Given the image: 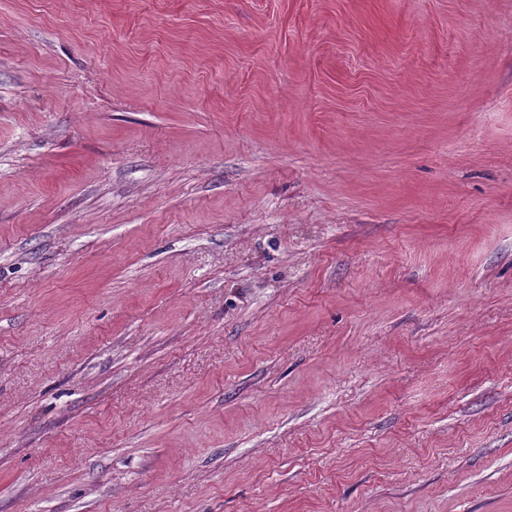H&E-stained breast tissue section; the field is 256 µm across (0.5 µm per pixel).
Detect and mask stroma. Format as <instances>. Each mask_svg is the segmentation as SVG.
<instances>
[{"label":"stroma","mask_w":512,"mask_h":512,"mask_svg":"<svg viewBox=\"0 0 512 512\" xmlns=\"http://www.w3.org/2000/svg\"><path fill=\"white\" fill-rule=\"evenodd\" d=\"M0 512H512V0H0Z\"/></svg>","instance_id":"stroma-1"}]
</instances>
